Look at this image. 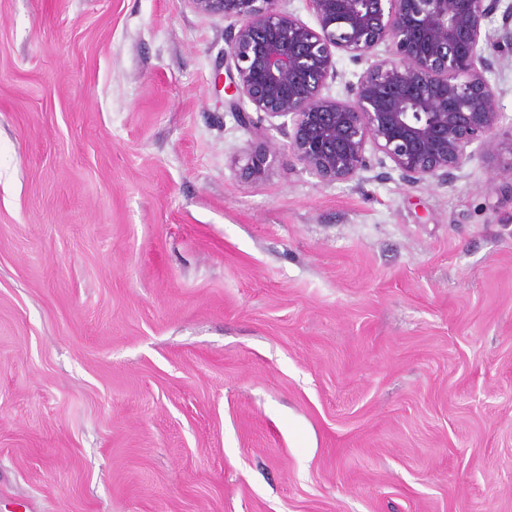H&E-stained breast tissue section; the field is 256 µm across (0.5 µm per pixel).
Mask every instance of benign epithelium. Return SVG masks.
Returning <instances> with one entry per match:
<instances>
[{
    "label": "benign epithelium",
    "mask_w": 512,
    "mask_h": 512,
    "mask_svg": "<svg viewBox=\"0 0 512 512\" xmlns=\"http://www.w3.org/2000/svg\"><path fill=\"white\" fill-rule=\"evenodd\" d=\"M282 0H179L229 22V107L291 121L288 149L325 183L347 182L390 160L415 185L450 184L479 151L500 155V93L486 74L512 44V3L503 0H306L311 27L281 8ZM502 12L496 36L486 22ZM366 64L347 98L325 94L341 73L336 56ZM269 152L248 156L247 170L265 174Z\"/></svg>",
    "instance_id": "1"
}]
</instances>
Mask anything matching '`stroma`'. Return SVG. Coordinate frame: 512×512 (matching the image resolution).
<instances>
[{
    "instance_id": "stroma-1",
    "label": "stroma",
    "mask_w": 512,
    "mask_h": 512,
    "mask_svg": "<svg viewBox=\"0 0 512 512\" xmlns=\"http://www.w3.org/2000/svg\"><path fill=\"white\" fill-rule=\"evenodd\" d=\"M226 27L0 0V512H512V153L321 182Z\"/></svg>"
}]
</instances>
